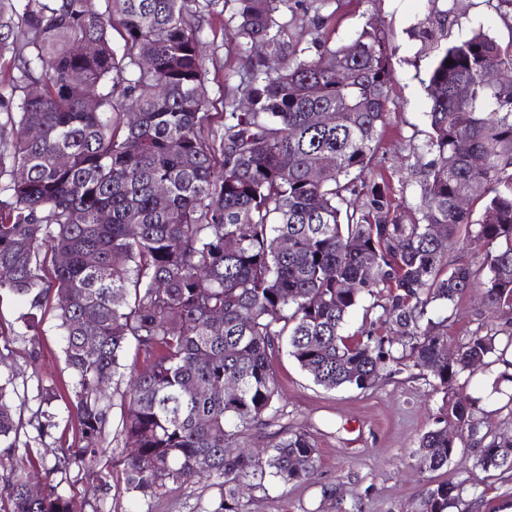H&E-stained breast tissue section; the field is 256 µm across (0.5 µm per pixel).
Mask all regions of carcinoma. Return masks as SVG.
Segmentation results:
<instances>
[{"label":"carcinoma","instance_id":"obj_1","mask_svg":"<svg viewBox=\"0 0 512 512\" xmlns=\"http://www.w3.org/2000/svg\"><path fill=\"white\" fill-rule=\"evenodd\" d=\"M330 2L0 0V55L15 70L9 95L0 93V268L10 271L0 297L21 303L13 335L28 340L34 361L39 315L55 300L71 374L31 398L0 376V470L9 473L0 512H75L61 483L99 465L117 395L112 440L135 452H113L112 476L134 498L214 480L213 512H245L239 490L250 477L310 480L320 458L300 431L283 430L262 453L230 450L278 412L273 362L285 345L327 390L371 389L402 371L445 394L479 370L502 366L496 381L512 380V328L476 330L453 362L441 356L447 312L467 293L512 311V39L480 25L450 45L448 10L422 22L430 131L413 146L409 203L379 151L393 50L372 21L331 44ZM226 10L239 82L225 83L217 117L207 111L197 20ZM297 20L305 44L290 36ZM117 26L120 46L110 37ZM84 42L94 53L81 52ZM144 45L154 51L149 69ZM272 57L283 60L277 71ZM488 68L502 78L486 82ZM476 156L486 158L481 169ZM475 179L479 196L468 193ZM461 226L485 248L479 270L448 264ZM368 297L369 326L345 334ZM129 348L143 368L122 364ZM230 379L234 396L224 392ZM31 399L28 420L15 419ZM479 402L443 403L419 443L422 472L466 449L476 471H512V439L482 429ZM62 413L78 446H60L48 466L38 448ZM450 417L461 427L453 445ZM466 484L426 478L416 512H451Z\"/></svg>","mask_w":512,"mask_h":512}]
</instances>
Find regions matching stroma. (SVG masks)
Segmentation results:
<instances>
[{
    "instance_id": "obj_1",
    "label": "stroma",
    "mask_w": 512,
    "mask_h": 512,
    "mask_svg": "<svg viewBox=\"0 0 512 512\" xmlns=\"http://www.w3.org/2000/svg\"><path fill=\"white\" fill-rule=\"evenodd\" d=\"M449 9L448 37H466L475 24L499 41L512 39V18L501 15L494 0H340L329 22L330 39L346 40L369 20L385 32L393 49L391 59L392 125L381 141L380 152L392 168L408 170L415 158L410 147L423 140L428 129V96L420 83L428 66L415 29L432 8ZM209 112L224 110V78L238 66L225 17L203 23L200 46ZM504 314L490 310L479 292L468 293L448 322L446 349L457 354L466 336L477 328H503ZM42 354L31 361L30 346L13 340L12 353L0 362V373H14L18 381L36 388L38 383H64L69 371L55 329L53 309H46L41 324ZM279 379L280 414L265 418L240 439L241 447L261 449L276 442L283 427L305 432L315 444L321 465L308 483L283 485L273 478L248 480L242 493L246 512H337L360 503L362 512H415L416 494L424 476L415 466L413 452L421 436L432 426L442 404V393L428 382L403 372L368 390H326L311 379L287 355L275 361ZM492 376L479 372L467 384L456 386L459 397L480 401L479 419L505 438H512V414L503 410L504 393L512 383L502 382L500 394H492ZM112 441H105L96 471L81 475L63 489L73 497L78 512H212L220 490L209 482H191L165 496L147 502L103 486L112 472ZM339 487L341 501L324 499L327 487ZM466 512H512V472L486 479L478 502H465Z\"/></svg>"
}]
</instances>
